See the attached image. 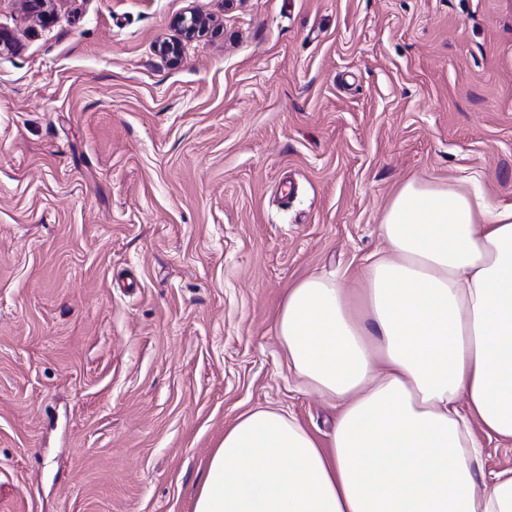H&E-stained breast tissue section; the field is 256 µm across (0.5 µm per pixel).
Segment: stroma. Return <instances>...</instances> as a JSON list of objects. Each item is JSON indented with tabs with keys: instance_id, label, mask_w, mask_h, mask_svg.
<instances>
[{
	"instance_id": "stroma-1",
	"label": "stroma",
	"mask_w": 512,
	"mask_h": 512,
	"mask_svg": "<svg viewBox=\"0 0 512 512\" xmlns=\"http://www.w3.org/2000/svg\"><path fill=\"white\" fill-rule=\"evenodd\" d=\"M49 12L0 0V512H193L242 413L331 429L289 288L362 279L407 178L512 202V0Z\"/></svg>"
}]
</instances>
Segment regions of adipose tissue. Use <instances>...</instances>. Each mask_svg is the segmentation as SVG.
<instances>
[{"mask_svg": "<svg viewBox=\"0 0 512 512\" xmlns=\"http://www.w3.org/2000/svg\"><path fill=\"white\" fill-rule=\"evenodd\" d=\"M361 292L335 274L289 288L288 365L337 408L328 447L289 412L225 431L193 512H512L475 433L512 445V203L405 181Z\"/></svg>", "mask_w": 512, "mask_h": 512, "instance_id": "1", "label": "adipose tissue"}]
</instances>
